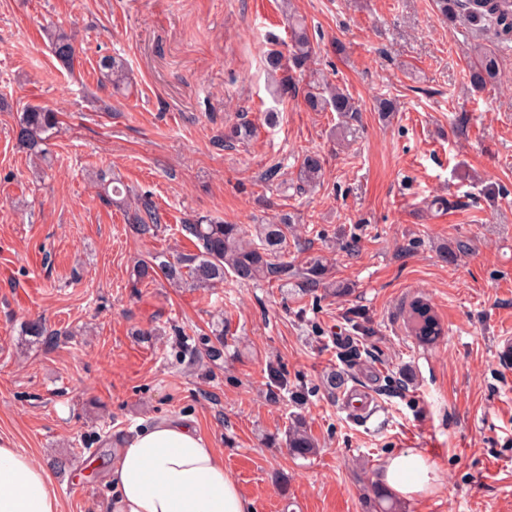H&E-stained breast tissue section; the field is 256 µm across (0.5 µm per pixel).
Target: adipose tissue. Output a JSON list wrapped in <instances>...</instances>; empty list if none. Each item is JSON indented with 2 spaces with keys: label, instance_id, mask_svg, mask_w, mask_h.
Returning a JSON list of instances; mask_svg holds the SVG:
<instances>
[{
  "label": "adipose tissue",
  "instance_id": "ef3b65f1",
  "mask_svg": "<svg viewBox=\"0 0 512 512\" xmlns=\"http://www.w3.org/2000/svg\"><path fill=\"white\" fill-rule=\"evenodd\" d=\"M428 467L418 454L392 458L382 479L396 491H422ZM109 512H253L210 439L185 419L141 426L118 443L109 472ZM45 470L0 437V512H60Z\"/></svg>",
  "mask_w": 512,
  "mask_h": 512
}]
</instances>
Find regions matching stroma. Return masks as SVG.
<instances>
[{
    "mask_svg": "<svg viewBox=\"0 0 512 512\" xmlns=\"http://www.w3.org/2000/svg\"><path fill=\"white\" fill-rule=\"evenodd\" d=\"M288 7L361 106L350 145L336 113L307 110L305 78L299 95L269 92L264 58L288 39ZM50 24L77 38L72 69ZM492 39L435 0H0V436L47 472L61 512H108L114 439L169 417L197 424L255 512H512V360L499 355L512 339V88L477 92L467 77ZM103 56L126 62L128 97L102 79ZM379 98L398 112L383 117ZM28 104L62 120L40 179L14 134ZM244 119L254 136L225 148ZM309 152L326 159L320 184L283 192ZM108 168L152 196L157 236L100 196ZM284 214L310 246L289 261L324 256L336 290L132 284L137 259L192 252L185 220L251 229ZM415 298L442 324L436 344L407 331ZM219 310L223 362L176 358V329L210 336ZM37 317L54 345L23 334ZM272 365L293 391L277 402ZM358 385L375 393L364 419L340 404ZM298 419L318 443L306 458L285 443ZM407 453L428 483L377 510L381 472Z\"/></svg>",
    "mask_w": 512,
    "mask_h": 512,
    "instance_id": "stroma-1",
    "label": "stroma"
}]
</instances>
